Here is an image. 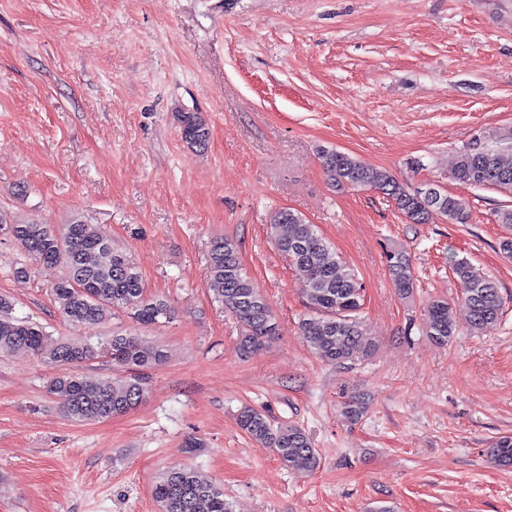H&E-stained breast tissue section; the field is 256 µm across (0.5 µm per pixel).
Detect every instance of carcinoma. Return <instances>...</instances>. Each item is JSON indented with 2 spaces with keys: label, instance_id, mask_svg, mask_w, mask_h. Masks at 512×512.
<instances>
[{
  "label": "carcinoma",
  "instance_id": "1",
  "mask_svg": "<svg viewBox=\"0 0 512 512\" xmlns=\"http://www.w3.org/2000/svg\"><path fill=\"white\" fill-rule=\"evenodd\" d=\"M181 138L191 149L203 150L210 139L209 124L200 112L173 113ZM323 169L336 187L374 188L387 195L397 210L413 224L430 219L429 203L387 172L337 151H321ZM452 179L466 186H494L512 191V153L488 145L465 146L459 152ZM438 208L454 223L468 219L465 202L439 193ZM12 224L13 239L34 262L46 267L61 266L64 275L52 286V295L62 313L89 327L106 322L112 312L125 310L142 325H155L174 316L170 303L146 293L139 267L125 253L101 243L107 240L97 225L75 220L57 230L49 224H30L0 219ZM270 233L279 252L288 257L304 280V294L311 315L299 322L300 335L323 360L352 361L367 352L361 312L364 288L355 270L336 256L331 244L315 225L301 215L280 209L270 219ZM393 285L399 296L408 298L414 290V272L406 254L387 255ZM212 292L237 320L242 349L258 348L276 336L272 307L248 277L241 264L238 247L228 237L216 238L208 252ZM452 271L461 288V302L474 330L491 327L499 318L502 298L496 282L469 261L453 263ZM14 301L0 294V351L25 347L56 366L90 361L105 353L112 364L127 370L151 368L165 354L142 344L137 336L117 334L99 345L74 346L52 340L45 327L13 316ZM425 330L434 342L445 345L457 334L448 303L436 299L427 305ZM50 391L61 400L64 412L80 421H99L123 415L144 398L142 379H103L85 382L73 371L53 378ZM238 424L257 444L270 448L287 467L314 469L318 459L312 441L299 424L284 421L271 424L264 414L245 407ZM493 463L512 466V436L496 438L488 451ZM161 512H232L224 499V489L206 474L192 467L165 472L152 491Z\"/></svg>",
  "mask_w": 512,
  "mask_h": 512
}]
</instances>
